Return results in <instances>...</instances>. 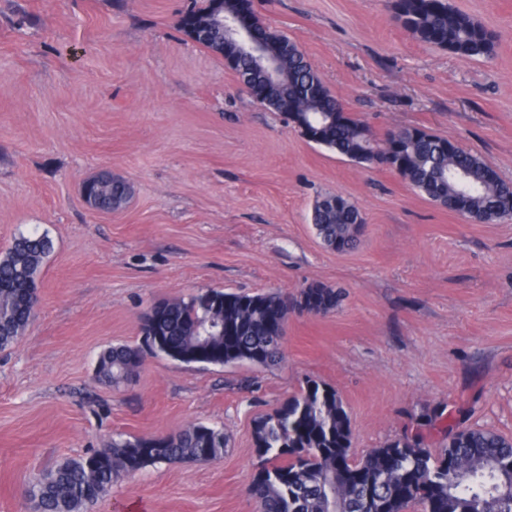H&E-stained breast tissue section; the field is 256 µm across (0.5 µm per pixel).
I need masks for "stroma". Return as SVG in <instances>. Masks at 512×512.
Wrapping results in <instances>:
<instances>
[{"instance_id":"stroma-1","label":"stroma","mask_w":512,"mask_h":512,"mask_svg":"<svg viewBox=\"0 0 512 512\" xmlns=\"http://www.w3.org/2000/svg\"><path fill=\"white\" fill-rule=\"evenodd\" d=\"M449 3L496 34L491 57L416 39L392 0L254 7L375 138L421 127L512 183V0ZM190 5L0 0V257L22 234L52 243L38 313L0 350V512H34L22 491L44 467L198 422L224 429L220 458L125 476L95 512H254V421L310 378L340 396L358 458L411 431L438 449L454 422L512 437V220H468L307 141L182 31ZM102 169L133 188L112 215L82 199ZM326 194L360 209L355 249L317 236ZM316 284L342 300L290 314L277 365L150 357L121 389L94 380L159 302Z\"/></svg>"}]
</instances>
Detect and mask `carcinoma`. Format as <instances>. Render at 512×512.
I'll use <instances>...</instances> for the list:
<instances>
[{"label":"carcinoma","mask_w":512,"mask_h":512,"mask_svg":"<svg viewBox=\"0 0 512 512\" xmlns=\"http://www.w3.org/2000/svg\"><path fill=\"white\" fill-rule=\"evenodd\" d=\"M394 17L423 42L438 45L462 60L489 57L496 35L457 12L448 0H394ZM287 79L266 89L262 105L273 112L289 106L293 120L322 124L315 143L359 163L381 165L400 146L403 163L394 167L430 201L480 223L512 219V184L502 180L480 156L446 138L416 127L373 137L360 119L326 87L306 56L293 48L283 59ZM83 190L95 201L121 206L130 196L118 176H91ZM336 206L315 201L316 233L331 248L352 249L363 224L359 208L340 194ZM51 251L45 236L21 235L0 259V350L14 343L32 320L39 302L37 278ZM334 288L310 286L290 297L279 292L239 294L205 289L163 301L140 324L142 343L112 345L98 358L95 379L119 388L134 380L149 356L165 355L183 363L274 365L282 358L285 329L275 313L305 303L333 309ZM224 429L192 423L174 433L113 439L93 454L48 470L23 492L38 512H93L94 505L124 475L177 460L208 462L224 454ZM256 470L246 488L256 512H403L391 495L394 485L430 482L425 496L414 495L422 512H512V438L482 427L448 431L442 448L424 447L418 434H405L353 461L358 480L336 493L328 476L338 463L350 462V419L335 389L315 380L287 398L272 414L255 421Z\"/></svg>","instance_id":"carcinoma-1"}]
</instances>
